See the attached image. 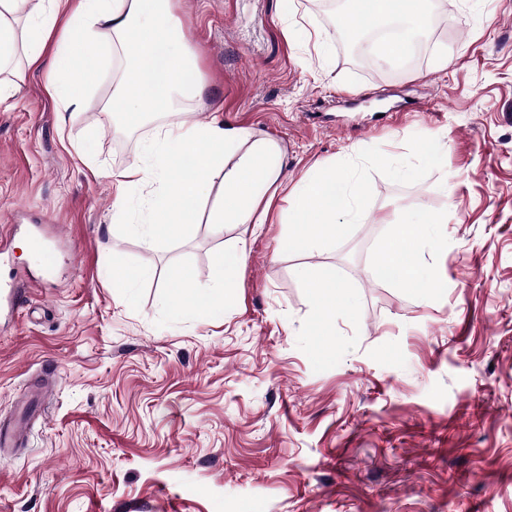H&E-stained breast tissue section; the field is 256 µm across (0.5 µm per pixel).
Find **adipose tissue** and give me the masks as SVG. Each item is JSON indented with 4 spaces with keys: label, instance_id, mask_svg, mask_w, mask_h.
<instances>
[{
    "label": "adipose tissue",
    "instance_id": "adipose-tissue-1",
    "mask_svg": "<svg viewBox=\"0 0 512 512\" xmlns=\"http://www.w3.org/2000/svg\"><path fill=\"white\" fill-rule=\"evenodd\" d=\"M427 0H347L343 22L348 26L380 23L388 18L407 22L411 32L430 22ZM63 36L55 51V78L50 85L68 105L80 106L81 94L93 78L86 71L71 82L74 48L92 53L119 46L124 79L113 94L112 111L145 120L173 115L199 98L203 85L196 64L181 38L173 0H0V103L16 93L4 73L18 64L34 66L55 28ZM283 150L265 135L225 126L220 118L186 127L170 123L159 128L143 158L118 173L115 205L125 210L131 193L146 179L159 185V196L145 202L143 239L156 245L185 237L197 218V205L214 204L207 221L213 226L266 223V197L283 192L290 211L313 224L298 234L294 246L312 250L329 242L332 232L358 223L356 205L362 182L345 171L312 169L299 185L283 190ZM434 218L394 221L376 269L379 277L415 289L424 284L423 270L413 257L414 246Z\"/></svg>",
    "mask_w": 512,
    "mask_h": 512
}]
</instances>
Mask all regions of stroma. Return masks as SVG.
Returning <instances> with one entry per match:
<instances>
[{
	"label": "stroma",
	"instance_id": "stroma-1",
	"mask_svg": "<svg viewBox=\"0 0 512 512\" xmlns=\"http://www.w3.org/2000/svg\"><path fill=\"white\" fill-rule=\"evenodd\" d=\"M175 7L204 85L188 111L106 118L115 60L67 107L50 47L0 105V280L26 290L0 310V421L57 372L0 457V512H512V0H437L416 61L365 66L342 0ZM216 114L277 140L289 185L355 174L360 222L302 251L282 198L249 230L214 229L205 201L188 236L148 249L136 197L116 231L115 174L160 126ZM404 211L441 220L416 291L373 277ZM115 251L141 273L123 293ZM304 270L356 306L323 314ZM221 274L223 317H172L181 283L211 293ZM106 272L112 288L126 291L131 287L133 280L140 275L125 267L115 254L106 261Z\"/></svg>",
	"mask_w": 512,
	"mask_h": 512
}]
</instances>
